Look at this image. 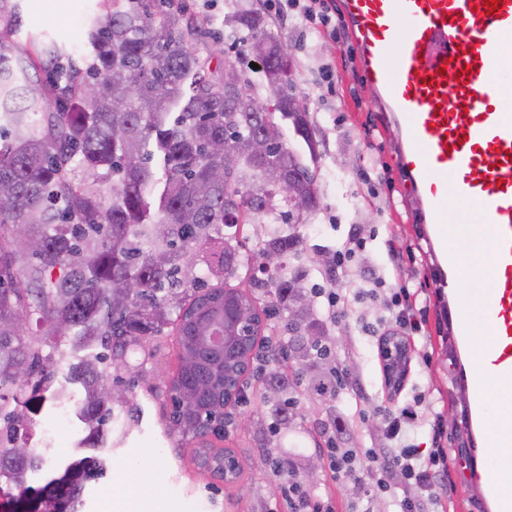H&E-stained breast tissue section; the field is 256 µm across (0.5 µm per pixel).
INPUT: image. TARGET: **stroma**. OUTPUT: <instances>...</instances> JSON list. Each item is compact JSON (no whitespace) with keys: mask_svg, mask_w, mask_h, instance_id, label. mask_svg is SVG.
Returning a JSON list of instances; mask_svg holds the SVG:
<instances>
[{"mask_svg":"<svg viewBox=\"0 0 512 512\" xmlns=\"http://www.w3.org/2000/svg\"><path fill=\"white\" fill-rule=\"evenodd\" d=\"M18 17L16 40L34 48L42 39L63 44L69 53L83 51L86 22L100 14L101 0H12ZM190 11L210 31L198 43L201 54L220 45L247 72L259 99L268 94L253 69V55L237 44L247 30L229 23V0H186ZM323 10L336 22L328 32L264 9L253 0L265 20L266 32L287 43L292 56L294 94L306 100L317 141L319 206L303 217L297 230L302 237L299 263L309 270L307 287L335 288L346 298L343 314L326 322L331 334L344 340L334 361L348 379L337 393L320 394L308 380L297 386L296 427L272 434L268 408L263 402L267 364H252L243 377V395L229 414L248 421L245 429L228 432L222 443L241 465L230 482L217 481L200 470L194 447L168 436L165 419L170 412L165 382L178 368L175 328L133 347L128 368L119 370L118 386L125 404L115 407L118 421L112 429V447L103 451L104 471L88 483L84 512H292L287 480L274 468L276 459L291 451L322 462L317 484H301L312 504L332 506L334 512H399L402 484H394L383 498L372 495L369 482L359 488L334 477L326 462L325 424L341 417L344 448H376L381 440L371 432L372 422L386 414L416 405L422 416L410 434L411 444L429 451L444 449L453 459L442 483L450 512H487L482 484L474 469L482 447L471 430L472 394L462 373L454 334V313L448 307L438 254L434 250L407 175L400 162V132L390 113L376 102L355 53L351 29L344 16V0H322ZM363 229L367 240L345 276L329 278L317 261L320 253L340 250L348 234ZM375 271L387 287L405 289L415 298L414 317L422 331L410 347L403 389L391 392L382 375L378 339L366 323L385 317L380 302L358 297L364 271ZM134 475L139 491L128 490L127 475Z\"/></svg>","mask_w":512,"mask_h":512,"instance_id":"1","label":"stroma"}]
</instances>
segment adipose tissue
Here are the masks:
<instances>
[{"instance_id": "1", "label": "adipose tissue", "mask_w": 512, "mask_h": 512, "mask_svg": "<svg viewBox=\"0 0 512 512\" xmlns=\"http://www.w3.org/2000/svg\"><path fill=\"white\" fill-rule=\"evenodd\" d=\"M469 264L474 268L478 283L472 291L471 317L474 330L470 342V359L476 374L481 376L486 386L497 393L495 401L489 404L484 419L486 433L492 436L512 434V384L501 382L495 375L494 360L496 351L487 332L491 321L486 309L491 297V262L486 244H475L467 254Z\"/></svg>"}]
</instances>
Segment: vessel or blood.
<instances>
[{"label":"vessel or blood","instance_id":"1","mask_svg":"<svg viewBox=\"0 0 512 512\" xmlns=\"http://www.w3.org/2000/svg\"><path fill=\"white\" fill-rule=\"evenodd\" d=\"M488 13L483 0H344L347 22L378 103L402 136L400 160L424 221L431 224L454 307L466 313L475 273L449 241L474 243L469 214L486 225L493 266L495 374L512 382V0Z\"/></svg>","mask_w":512,"mask_h":512}]
</instances>
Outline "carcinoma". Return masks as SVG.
<instances>
[{"instance_id": "obj_1", "label": "carcinoma", "mask_w": 512, "mask_h": 512, "mask_svg": "<svg viewBox=\"0 0 512 512\" xmlns=\"http://www.w3.org/2000/svg\"><path fill=\"white\" fill-rule=\"evenodd\" d=\"M234 2V22L266 42L261 73L280 91L271 106L245 88L224 89L231 60L221 49L202 58L191 48L207 33L184 3L102 0L104 12L88 20L82 61L45 84L29 70L59 61L65 48L50 39L32 55L0 35V491L24 496L34 490L28 480L44 473L49 446L33 443L21 399L42 390L55 407L71 399L52 387L61 338L77 359L68 380L81 387L73 403L81 457L37 489L41 512H81L86 483L103 471L99 450L114 412L101 393L112 381L103 363L125 366L130 347L173 324L179 368L167 395L207 408L219 359L237 363L230 372L241 375L247 355L258 360L261 348H273L270 335L246 349L237 337L236 314L257 311L251 294L229 286L239 269L274 295L263 308L267 320L304 292L307 270L288 269L300 246L292 207L266 171L277 167L310 199L309 212L317 209L313 168L275 132L277 121L290 122L315 154L308 112L290 93L283 43L265 32L258 10ZM258 139L264 155L253 151ZM226 149L239 164L221 180ZM269 220L257 250L243 256L238 225ZM267 253L279 254L282 266L265 269ZM126 279L139 288L123 291ZM32 321L45 327L41 342L29 336ZM292 321L302 335L288 351L316 391L336 390L324 323L311 306ZM290 388L282 372L266 374L265 395H279L271 402L276 431L295 425ZM17 442L28 446L22 457L12 454Z\"/></svg>"}]
</instances>
